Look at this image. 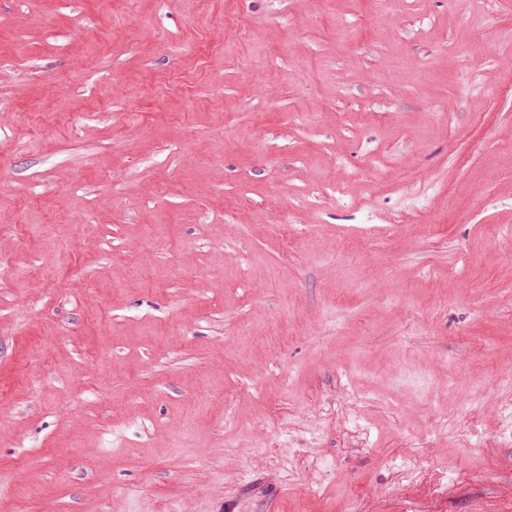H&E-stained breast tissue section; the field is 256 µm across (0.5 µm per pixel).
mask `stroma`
I'll return each instance as SVG.
<instances>
[{"label": "stroma", "mask_w": 512, "mask_h": 512, "mask_svg": "<svg viewBox=\"0 0 512 512\" xmlns=\"http://www.w3.org/2000/svg\"><path fill=\"white\" fill-rule=\"evenodd\" d=\"M349 504L512 512V0H0V512Z\"/></svg>", "instance_id": "obj_1"}]
</instances>
